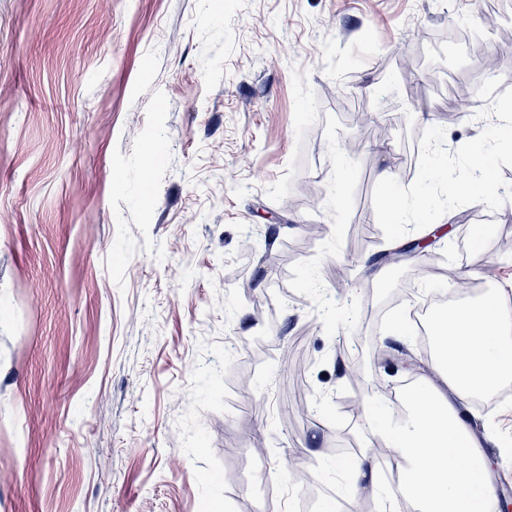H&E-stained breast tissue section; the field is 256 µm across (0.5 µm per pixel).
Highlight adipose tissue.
<instances>
[{"label": "adipose tissue", "mask_w": 512, "mask_h": 512, "mask_svg": "<svg viewBox=\"0 0 512 512\" xmlns=\"http://www.w3.org/2000/svg\"><path fill=\"white\" fill-rule=\"evenodd\" d=\"M433 335L430 367L447 393L418 378L404 397V413L377 426V437L402 463L391 498L416 512H484L489 462L461 406L512 383V313L494 297L459 302L437 316Z\"/></svg>", "instance_id": "adipose-tissue-1"}]
</instances>
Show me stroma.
Segmentation results:
<instances>
[{
    "label": "stroma",
    "mask_w": 512,
    "mask_h": 512,
    "mask_svg": "<svg viewBox=\"0 0 512 512\" xmlns=\"http://www.w3.org/2000/svg\"><path fill=\"white\" fill-rule=\"evenodd\" d=\"M484 0H0V512H292L296 461L339 512L344 463L375 447L373 420L346 412L336 361L346 313L367 308L359 361L401 394L427 373L410 325L409 253L373 257L457 225L498 269L512 310V154L484 156L499 193L451 199L426 183L431 138L467 166L483 123L450 109L481 80ZM484 32L482 52L420 50L426 35ZM416 56L409 90L399 69ZM378 113L383 155L351 110ZM162 153L144 165L149 150ZM414 169L405 180L406 169ZM393 182L380 178L382 170ZM316 194L289 206L288 190ZM414 205L403 228L383 203ZM277 215L269 224L265 212ZM324 228L309 238L306 225ZM275 226L271 251L245 234ZM352 288L336 290L338 273ZM301 336L306 416L274 354ZM239 353L228 360L225 348ZM253 376L239 392L234 375ZM497 486L512 485V386L468 401Z\"/></svg>",
    "instance_id": "stroma-1"
}]
</instances>
